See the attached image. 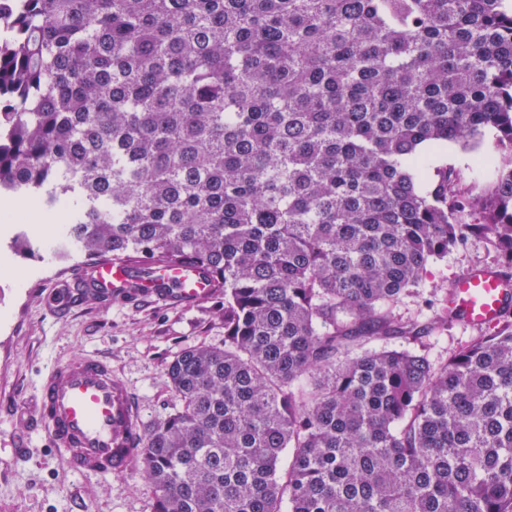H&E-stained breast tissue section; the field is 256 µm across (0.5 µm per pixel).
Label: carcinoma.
<instances>
[{
	"mask_svg": "<svg viewBox=\"0 0 512 512\" xmlns=\"http://www.w3.org/2000/svg\"><path fill=\"white\" fill-rule=\"evenodd\" d=\"M0 193L59 257L190 265L224 346L166 366L153 512H512V318L403 321L476 237L512 275L508 0H0ZM478 155L469 189L433 162ZM494 140L495 133L487 132L480 140L479 145L475 148L464 149L458 144L448 143V145H445L436 153L435 160L438 165H448V167L461 169L464 173L462 185L463 188H465V186L469 184L470 178L475 177L470 170L466 169L467 164L471 166L473 155L477 152L489 150L492 147Z\"/></svg>",
	"mask_w": 512,
	"mask_h": 512,
	"instance_id": "1",
	"label": "carcinoma"
}]
</instances>
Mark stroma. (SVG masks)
Listing matches in <instances>:
<instances>
[{
  "label": "stroma",
  "instance_id": "obj_1",
  "mask_svg": "<svg viewBox=\"0 0 512 512\" xmlns=\"http://www.w3.org/2000/svg\"><path fill=\"white\" fill-rule=\"evenodd\" d=\"M26 231L28 255L11 246ZM56 238L35 227L12 224L0 233V512H152L154 489L140 467L112 478L71 473L49 448L41 430L15 418L16 404L33 405L43 373L58 361L83 355L108 360L131 387L142 423L163 419L175 402L164 375L168 361L190 346L224 343V300L195 306L117 300L109 304L69 299L71 284L86 259L55 256ZM482 240L435 262L419 294L402 299L395 313L417 317L425 300L440 303L442 290L463 272L496 266ZM21 285H14V275Z\"/></svg>",
  "mask_w": 512,
  "mask_h": 512
}]
</instances>
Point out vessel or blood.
Here are the masks:
<instances>
[{
  "label": "vessel or blood",
  "mask_w": 512,
  "mask_h": 512,
  "mask_svg": "<svg viewBox=\"0 0 512 512\" xmlns=\"http://www.w3.org/2000/svg\"><path fill=\"white\" fill-rule=\"evenodd\" d=\"M216 294L196 269L169 270L149 280L133 264L115 258L85 268L73 291L82 300L120 298L186 306ZM511 303L512 284L497 270L467 271L454 281L450 305L464 326H493ZM37 419L64 465L81 476L126 474L143 453L139 411L130 389L109 362L96 356L67 360L45 373Z\"/></svg>",
  "instance_id": "obj_1"
}]
</instances>
